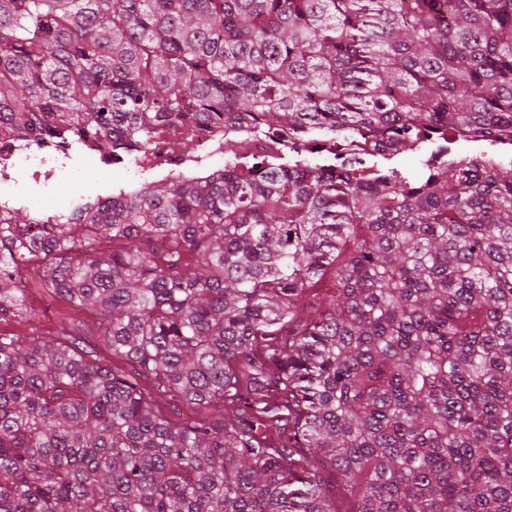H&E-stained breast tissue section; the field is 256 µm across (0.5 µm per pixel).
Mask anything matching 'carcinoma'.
I'll use <instances>...</instances> for the list:
<instances>
[{
  "label": "carcinoma",
  "mask_w": 512,
  "mask_h": 512,
  "mask_svg": "<svg viewBox=\"0 0 512 512\" xmlns=\"http://www.w3.org/2000/svg\"><path fill=\"white\" fill-rule=\"evenodd\" d=\"M200 124L336 166L0 215V512H512V161H350L512 140V0H0V140Z\"/></svg>",
  "instance_id": "1"
}]
</instances>
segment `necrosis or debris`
<instances>
[{"mask_svg":"<svg viewBox=\"0 0 512 512\" xmlns=\"http://www.w3.org/2000/svg\"><path fill=\"white\" fill-rule=\"evenodd\" d=\"M224 157V132L198 126L190 142L168 131H158L145 157L133 161L130 178L95 180L90 167L75 161L71 148L51 149L43 144L0 142V213L27 210L34 223L68 224L78 207L111 200L118 192L139 186L141 180L167 178L206 180ZM93 180L84 193L55 201L57 184L64 179Z\"/></svg>","mask_w":512,"mask_h":512,"instance_id":"4bbe7bcc","label":"necrosis or debris"}]
</instances>
